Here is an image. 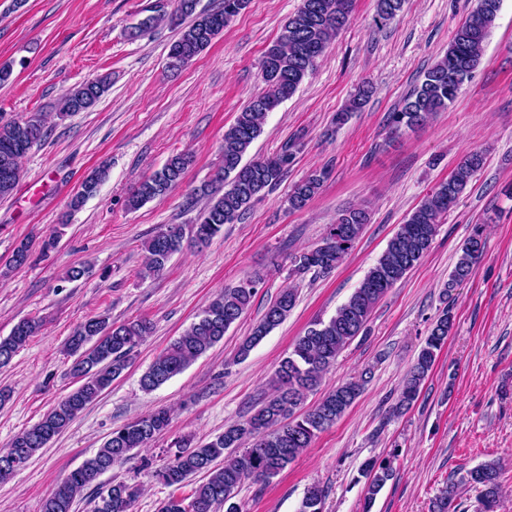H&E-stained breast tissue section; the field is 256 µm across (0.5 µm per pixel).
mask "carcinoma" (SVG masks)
<instances>
[{"mask_svg": "<svg viewBox=\"0 0 512 512\" xmlns=\"http://www.w3.org/2000/svg\"><path fill=\"white\" fill-rule=\"evenodd\" d=\"M249 0H221L212 10H197L198 0H177L174 11L164 10L157 2L144 8L148 12L131 28V36L167 21L179 29V37L169 48L167 68L178 71L205 51L224 31ZM405 0H376L379 18L388 20L401 11ZM502 0H477L473 9L456 29L448 50L424 74L422 81L403 98L392 113L394 131L423 124L432 114L448 109L457 99L465 82L483 63L485 42L501 9ZM353 0H301L299 8L282 25L274 42L265 51L261 69L266 90L251 98L238 112L234 123L224 132L222 162L213 178L197 189L209 199L193 225L192 245L204 246L224 230V225L240 218L250 205L281 182L293 153L284 148L265 158L244 160L252 143L260 136L268 113L297 91L337 35L348 24ZM110 77L99 76L69 90L60 101V114L68 115L91 108L109 89ZM372 87L362 84L349 109L336 114V123H344L349 113L360 109L371 97ZM46 137L39 117L30 122H0V197L13 193L21 177V159ZM191 157L187 153L170 156L159 170L139 182L130 191L126 207L136 210L164 199L182 182ZM485 164L484 154H466L448 179L438 183L406 217L390 238L386 249L369 269L348 300L329 320H317L299 336L270 380L272 393L262 400L245 420L224 428V432L196 446L187 438L170 443L174 452L161 468L153 472L164 486L193 483L184 497L170 496L160 503L158 512H240L234 501L247 480L267 483L294 462L318 435L333 426L355 403L364 390L365 378L346 381L325 394L312 409L297 413L305 395L321 382L323 374L335 364L344 348L364 333L376 304L401 281L430 251L440 224L452 210L448 201L458 202L467 185ZM109 166L102 162L81 183L71 197L69 208L80 209L94 196L107 177ZM328 177L325 169L298 181L288 194V208L301 210L319 193ZM369 223L364 208H352L338 214L329 225L321 243L292 257L293 271L304 275L326 274L335 269ZM486 225L476 224L461 248L448 279V289L469 280L482 259L486 247ZM184 249L183 228L176 224L159 229L144 243V276L164 272L172 256ZM31 259L29 244L15 247L10 265L26 266ZM256 280L226 286L195 317L188 327L154 359L140 377L141 389L152 392L181 374L192 362L224 339L226 331L246 313L257 293ZM296 302L294 290L281 292L268 307L262 320L242 342L237 357L245 358L272 329L280 325ZM454 327L452 309L446 308L433 323L416 361L409 369L394 407L401 414L417 400L424 381L448 341ZM41 331V323L22 319L9 336L0 337V367L10 364L20 348ZM154 332L145 318L116 323L100 315L79 323L66 342V351L74 360L70 376L78 386L61 398L33 426L18 433L10 447L0 450V483L10 480L32 457L46 447L75 418L119 378L133 362L138 348ZM171 411L161 407L149 411L112 430L96 453L71 470L55 492L46 498L40 512H72L76 500L93 486L96 491L94 512H131L142 487L125 481L103 483L100 477L131 458L134 450L148 447L167 431ZM367 479L363 512H371L377 495L392 476L391 460L365 463ZM500 472L494 461L481 463L466 471L462 482L479 490L483 512H495L500 493ZM458 484L450 481L433 501L432 512H458ZM326 494L317 484L309 486L297 512H324Z\"/></svg>", "mask_w": 512, "mask_h": 512, "instance_id": "obj_1", "label": "carcinoma"}]
</instances>
